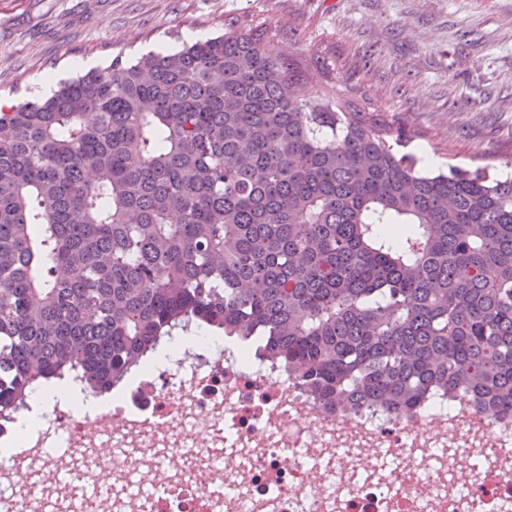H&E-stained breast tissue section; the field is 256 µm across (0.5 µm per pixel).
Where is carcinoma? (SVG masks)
Segmentation results:
<instances>
[{"instance_id": "cac0c4a2", "label": "carcinoma", "mask_w": 512, "mask_h": 512, "mask_svg": "<svg viewBox=\"0 0 512 512\" xmlns=\"http://www.w3.org/2000/svg\"><path fill=\"white\" fill-rule=\"evenodd\" d=\"M303 77L230 26L0 108V422L194 328L329 410L441 386L512 418V175L424 173Z\"/></svg>"}]
</instances>
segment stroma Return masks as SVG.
Wrapping results in <instances>:
<instances>
[{
	"label": "stroma",
	"instance_id": "stroma-1",
	"mask_svg": "<svg viewBox=\"0 0 512 512\" xmlns=\"http://www.w3.org/2000/svg\"><path fill=\"white\" fill-rule=\"evenodd\" d=\"M232 19L267 28L308 97L408 134L429 170L512 173V0H0V106L35 100L40 75L179 49Z\"/></svg>",
	"mask_w": 512,
	"mask_h": 512
}]
</instances>
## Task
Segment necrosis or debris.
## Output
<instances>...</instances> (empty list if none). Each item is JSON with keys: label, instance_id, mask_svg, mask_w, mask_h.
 <instances>
[{"label": "necrosis or debris", "instance_id": "obj_1", "mask_svg": "<svg viewBox=\"0 0 512 512\" xmlns=\"http://www.w3.org/2000/svg\"><path fill=\"white\" fill-rule=\"evenodd\" d=\"M112 411L54 400L0 460V512H512V420L432 390L330 412L272 363L193 343Z\"/></svg>", "mask_w": 512, "mask_h": 512}]
</instances>
